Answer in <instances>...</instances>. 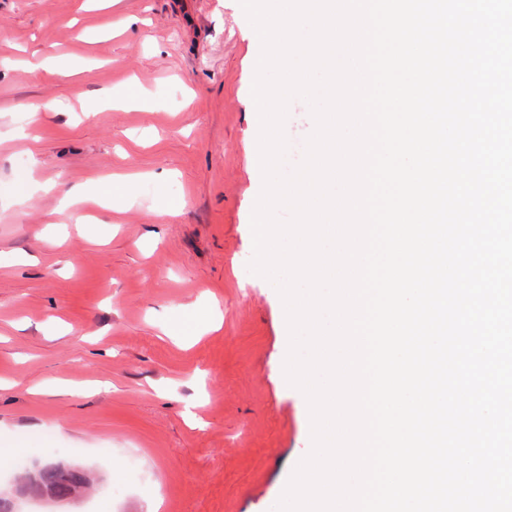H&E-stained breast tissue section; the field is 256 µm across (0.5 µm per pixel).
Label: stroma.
Instances as JSON below:
<instances>
[{
    "label": "stroma",
    "mask_w": 512,
    "mask_h": 512,
    "mask_svg": "<svg viewBox=\"0 0 512 512\" xmlns=\"http://www.w3.org/2000/svg\"><path fill=\"white\" fill-rule=\"evenodd\" d=\"M259 54L238 0H0L1 484L60 458L127 487L112 512H273L310 419L282 300L244 273ZM314 128L291 100L288 165ZM107 176L124 195L69 223Z\"/></svg>",
    "instance_id": "stroma-1"
}]
</instances>
